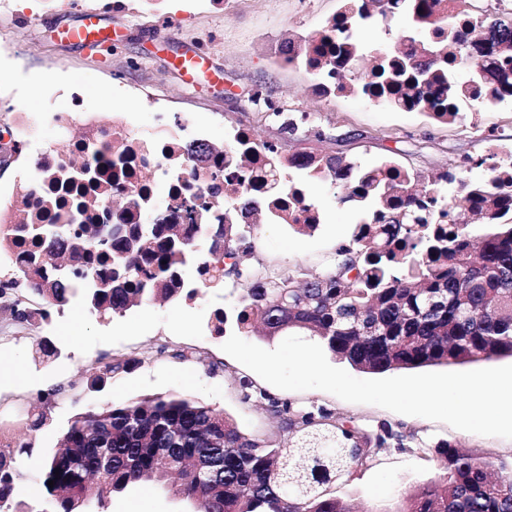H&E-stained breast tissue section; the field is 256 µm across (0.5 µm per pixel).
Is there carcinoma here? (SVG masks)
Wrapping results in <instances>:
<instances>
[{
    "instance_id": "1",
    "label": "carcinoma",
    "mask_w": 512,
    "mask_h": 512,
    "mask_svg": "<svg viewBox=\"0 0 512 512\" xmlns=\"http://www.w3.org/2000/svg\"><path fill=\"white\" fill-rule=\"evenodd\" d=\"M440 0H403L393 7L411 17L407 40L425 56H409L377 72L361 74V91L373 84L391 89L409 78L410 109L437 122L460 114L438 111L436 93L453 92L457 79L447 67V47L462 42L453 30L428 20ZM497 60L512 56V20L487 27ZM341 32L324 30L317 45L324 68L334 72L345 57ZM495 60V61H497ZM495 61L469 55L467 65L486 70ZM496 96L512 91L502 69L499 86L475 80ZM281 171L302 172V183L330 181L343 201L363 208L348 244L323 272L306 278L298 270L269 272L242 264L254 247L251 224H154L112 226V247L99 245L101 231L87 224L0 226V252L26 242L33 249L0 269V304L18 325L49 323L52 309L83 301L98 318L122 316L133 307L193 299L228 278L248 287L220 308L209 327L224 335L228 317L249 335L261 326L270 341L304 332L355 369L381 374L400 369L464 364L512 357V170H499L500 192L486 182L461 181L448 199L451 173L415 177L383 172L356 159L298 151L287 157L271 143ZM242 216L265 204L263 184L248 181L237 198ZM58 256L68 275L51 270ZM135 360L115 358L69 384L100 392L112 375ZM62 388L42 394L44 410L29 424L38 431ZM288 435L284 447L272 438L246 435L231 418L179 393L107 402L76 414L59 435L55 451L20 497L24 475L17 458L32 442L0 439V512H107L112 495L152 482L182 502L187 512H358L331 492L353 469L366 466L385 448H416L444 462L439 477L369 512H512V460L493 459L447 440H425L386 422L365 424L311 405L294 407L259 393ZM59 474H54V471ZM54 481L48 486V481Z\"/></svg>"
}]
</instances>
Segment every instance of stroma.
Returning <instances> with one entry per match:
<instances>
[{"mask_svg":"<svg viewBox=\"0 0 512 512\" xmlns=\"http://www.w3.org/2000/svg\"><path fill=\"white\" fill-rule=\"evenodd\" d=\"M128 12L112 13L113 26L124 32L114 49L89 52L53 39L57 27L75 23L82 9L97 8L99 0H69L54 7L36 0L25 8L21 0L0 7V111L11 104L31 109H63L79 92L84 105L107 114L125 111L151 122L156 106L186 118L222 141L228 127L250 131L254 140L275 143L282 155L307 150L343 160L358 159L374 167L390 160L409 172L431 176L454 170L466 156L491 153L495 144L512 141V112L489 109L466 114L464 121L440 124L421 112H400L344 93L328 99L313 91L315 77L304 65L282 68L276 54L288 41L319 32L336 14L340 0H226L223 10L208 0H184L182 9L163 0L159 15L128 0ZM174 24L175 40L156 45L153 31ZM204 48L223 80L218 84L187 85L173 68L175 57ZM270 109L309 115L296 135L283 134L267 118ZM340 185L317 181L308 195L321 212L314 232L297 233L287 225L256 216L254 250L248 264L279 270L320 272L336 249L349 242L360 209L340 203ZM233 282L205 290L179 304H145L125 315L102 320L78 302L53 313L50 324L16 328L0 313V430L6 435L31 436L35 448L23 459L22 470L35 477L61 431L77 413L91 405L130 401L154 394L183 392L232 416L242 431L268 434L275 424L261 402H242L238 378L273 398L293 406L311 404L363 422L382 421L437 441L445 439L494 458L512 457V439L483 436L422 417L350 403L321 391L278 389L222 351V337L207 327L215 309L229 308ZM51 338L59 357L45 360L37 351L42 337ZM192 348L207 356V364L171 358V351ZM126 354L138 358L131 370L115 374L100 392L80 397L60 396L50 421L40 431L27 430L28 415L42 391L68 385L86 369ZM436 462L416 450H382L369 465L357 468L351 481L336 488L338 496L364 505L391 501L437 478ZM181 503L150 483L113 496L110 512H180Z\"/></svg>","mask_w":512,"mask_h":512,"instance_id":"obj_1","label":"stroma"}]
</instances>
